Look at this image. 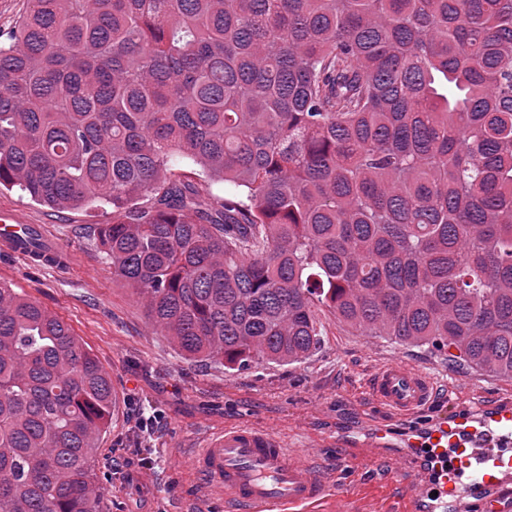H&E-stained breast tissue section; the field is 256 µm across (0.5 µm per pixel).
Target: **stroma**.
Here are the masks:
<instances>
[{"mask_svg": "<svg viewBox=\"0 0 512 512\" xmlns=\"http://www.w3.org/2000/svg\"><path fill=\"white\" fill-rule=\"evenodd\" d=\"M2 207L25 223L47 226L71 263L63 269L35 268L0 251V281L61 317L110 374L118 393L99 449L100 470L109 477L103 512H195L200 503L191 451L224 425L261 422L311 456L321 455L316 441L323 436L346 431L363 439L356 396L368 370L393 358L424 369L441 385H452V392L425 413L428 421L512 391V379L449 362L447 353L432 348L353 331L326 309L319 314L323 343L303 364H258L230 373L184 358L147 317L134 290L113 275L94 240L97 226L112 220L109 208L58 211L16 189L0 192ZM145 409L160 413L149 441L159 459L152 469L129 459L135 418ZM335 467L356 512H398L400 496L390 464L374 457L357 468L340 461Z\"/></svg>", "mask_w": 512, "mask_h": 512, "instance_id": "35a3bbf8", "label": "stroma"}]
</instances>
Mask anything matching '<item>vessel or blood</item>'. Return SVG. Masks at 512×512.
Segmentation results:
<instances>
[{
    "instance_id": "b4317fda",
    "label": "vessel or blood",
    "mask_w": 512,
    "mask_h": 512,
    "mask_svg": "<svg viewBox=\"0 0 512 512\" xmlns=\"http://www.w3.org/2000/svg\"><path fill=\"white\" fill-rule=\"evenodd\" d=\"M13 210L0 209V250L34 267L57 266L66 257L58 247L33 249ZM438 387L432 375L401 359L377 365L365 381L362 420L374 431L373 445L389 442L388 432L372 420L378 407L406 419L429 404ZM411 453L393 458L402 491L404 512H425L431 494L460 498L474 490L486 512H499L512 499V400L458 409L414 432ZM349 464L359 461L355 441L344 436L326 439ZM200 500L218 502L231 512H335L341 481L334 465L289 447L284 435L247 422L227 425L209 434L192 455Z\"/></svg>"
}]
</instances>
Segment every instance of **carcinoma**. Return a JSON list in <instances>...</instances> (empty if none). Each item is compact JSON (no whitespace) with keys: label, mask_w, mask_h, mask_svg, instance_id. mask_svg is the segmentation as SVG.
<instances>
[{"label":"carcinoma","mask_w":512,"mask_h":512,"mask_svg":"<svg viewBox=\"0 0 512 512\" xmlns=\"http://www.w3.org/2000/svg\"><path fill=\"white\" fill-rule=\"evenodd\" d=\"M24 4L0 189L111 207L99 245L178 353L301 364L325 307L512 379V0ZM111 417V376L0 282V512H99Z\"/></svg>","instance_id":"1"}]
</instances>
